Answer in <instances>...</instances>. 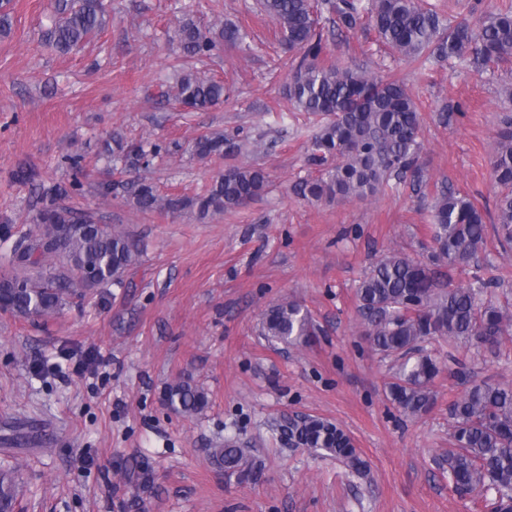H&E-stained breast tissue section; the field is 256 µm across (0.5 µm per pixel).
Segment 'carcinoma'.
Listing matches in <instances>:
<instances>
[{"label": "carcinoma", "mask_w": 512, "mask_h": 512, "mask_svg": "<svg viewBox=\"0 0 512 512\" xmlns=\"http://www.w3.org/2000/svg\"><path fill=\"white\" fill-rule=\"evenodd\" d=\"M336 16L339 28L372 26L382 42L408 64L434 55L462 59L473 55L484 63L512 59V3L481 16L479 30L466 23L447 26L434 8L419 0H263L264 10L280 26L282 43L295 53L291 61L288 99L294 107L323 120L311 139L308 162L319 175L299 183L298 194L315 201L367 199L389 179L410 174L422 181L417 152L421 136L419 109L401 80L378 79L353 66L321 62V8ZM60 20L47 32L48 42L65 52L102 30L107 22L104 0H56ZM177 39L183 61L210 56L224 41L239 43L235 28L214 36L191 19L179 26ZM168 91L195 111L224 101V82L181 71ZM169 147L148 139L128 144L115 136L104 155L112 165L94 183L103 201L121 197L140 212L178 215L191 211L200 220L213 219L247 206L266 188V173L251 165L224 170L204 193L195 197L161 195L148 177L153 160L171 155ZM194 157L234 156L241 152L235 138L203 135L191 147ZM135 171L130 181L117 174ZM496 183L504 188L496 203L495 232L501 245L512 243V123L498 133L493 152ZM82 183L56 184L42 191L33 224L16 230L0 225V242L10 243L0 273V310L22 318L56 315L73 297L94 288L126 287L125 273L139 261V244L123 230L99 223L92 214L60 205ZM432 240L428 261L402 253L383 254L360 280L356 296L363 318L362 333L371 348L399 362L388 400L403 415L420 417L434 406V379L440 371L422 343L438 338L448 343L474 340L495 351L500 339L512 333V313L482 298L483 290L505 282L502 271L490 265L479 286L441 289L435 268H465L474 261L487 238L482 211L458 190L440 192L431 212ZM262 335L293 344H310L318 336L307 310L295 300L271 306L262 319ZM165 405L192 416L207 405L205 393L188 380L168 386ZM454 447L442 456L448 479L459 491L491 493L489 512H512V384L490 379L472 384L449 405ZM281 434L313 450L335 457L356 475H366L367 463L350 436L338 425L308 415L284 420ZM212 463L240 482L257 477L252 449L236 438L210 451ZM19 489L18 471L0 469V512H14Z\"/></svg>", "instance_id": "carcinoma-1"}]
</instances>
